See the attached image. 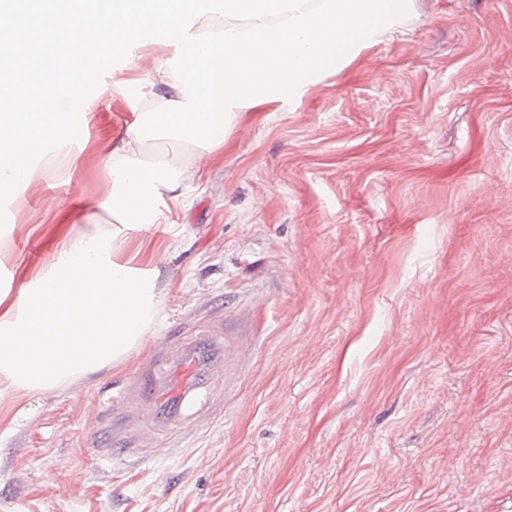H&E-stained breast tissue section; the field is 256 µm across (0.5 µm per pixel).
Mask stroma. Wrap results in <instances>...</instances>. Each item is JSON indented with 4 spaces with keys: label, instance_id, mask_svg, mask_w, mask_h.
<instances>
[{
    "label": "stroma",
    "instance_id": "1",
    "mask_svg": "<svg viewBox=\"0 0 512 512\" xmlns=\"http://www.w3.org/2000/svg\"><path fill=\"white\" fill-rule=\"evenodd\" d=\"M177 53L132 43L82 101L70 182L0 218L38 268L79 208L103 228L101 155ZM186 175L155 201L158 323L134 357L0 402V512H512V0H412L407 21L292 106L243 112L221 154L156 132ZM220 315L246 346L224 417L145 457L88 447L114 386L169 326Z\"/></svg>",
    "mask_w": 512,
    "mask_h": 512
}]
</instances>
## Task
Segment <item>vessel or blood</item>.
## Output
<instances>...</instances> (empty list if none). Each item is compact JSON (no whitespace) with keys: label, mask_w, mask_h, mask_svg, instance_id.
Returning <instances> with one entry per match:
<instances>
[{"label":"vessel or blood","mask_w":512,"mask_h":512,"mask_svg":"<svg viewBox=\"0 0 512 512\" xmlns=\"http://www.w3.org/2000/svg\"><path fill=\"white\" fill-rule=\"evenodd\" d=\"M242 352L220 319L162 337L107 403L101 432L110 451L143 454L158 437H179L221 417L222 383Z\"/></svg>","instance_id":"vessel-or-blood-1"}]
</instances>
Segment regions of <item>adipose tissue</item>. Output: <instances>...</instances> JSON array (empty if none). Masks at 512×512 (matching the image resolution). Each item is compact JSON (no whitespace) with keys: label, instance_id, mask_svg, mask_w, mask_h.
<instances>
[{"label":"adipose tissue","instance_id":"ef3b65f1","mask_svg":"<svg viewBox=\"0 0 512 512\" xmlns=\"http://www.w3.org/2000/svg\"><path fill=\"white\" fill-rule=\"evenodd\" d=\"M22 12V38L10 49L28 68L0 69V88L24 82L26 92L0 113V188L29 185L33 155L64 145L80 131L54 110L58 95L82 96L76 60H96L133 38L170 44L185 36L176 61L160 65L172 89L158 112L142 113L104 169L112 193L103 209L110 230L88 224L59 243L46 265L18 287L0 291V401L44 392L118 366L152 331L161 310L158 271L143 260L134 237L159 219L160 190H175L164 164L146 165L141 147L155 127L207 153L221 149L239 113L297 101L309 85L343 70L382 34L400 26L407 0H77ZM214 23L206 36L195 22Z\"/></svg>","mask_w":512,"mask_h":512}]
</instances>
